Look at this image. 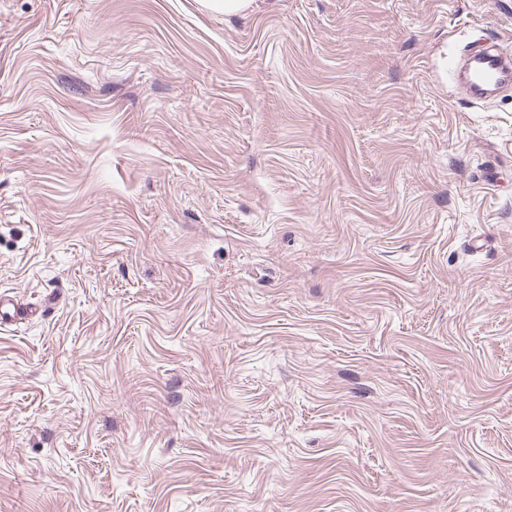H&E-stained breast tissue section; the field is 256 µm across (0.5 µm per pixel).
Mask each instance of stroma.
Returning a JSON list of instances; mask_svg holds the SVG:
<instances>
[{
	"mask_svg": "<svg viewBox=\"0 0 512 512\" xmlns=\"http://www.w3.org/2000/svg\"><path fill=\"white\" fill-rule=\"evenodd\" d=\"M512 0H0V512H512ZM461 82L472 95H478L490 87L512 84V67L487 49L474 50L469 55Z\"/></svg>",
	"mask_w": 512,
	"mask_h": 512,
	"instance_id": "obj_1",
	"label": "stroma"
}]
</instances>
